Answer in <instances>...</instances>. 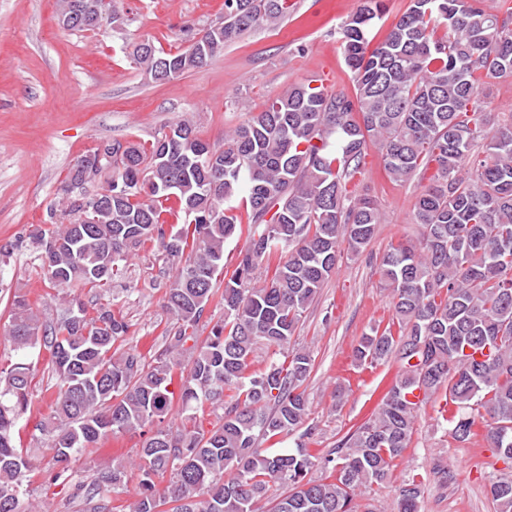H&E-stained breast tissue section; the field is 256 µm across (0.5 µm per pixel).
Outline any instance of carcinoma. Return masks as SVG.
Returning a JSON list of instances; mask_svg holds the SVG:
<instances>
[{"label": "carcinoma", "mask_w": 512, "mask_h": 512, "mask_svg": "<svg viewBox=\"0 0 512 512\" xmlns=\"http://www.w3.org/2000/svg\"><path fill=\"white\" fill-rule=\"evenodd\" d=\"M78 1L87 16L75 30L102 28L112 0H58V17ZM497 2L487 9L483 0H409L377 40L370 33L384 0H363L341 27L352 93L296 83L230 129L220 149L189 121L147 146L115 141L112 168L98 169L111 171L112 203L88 212L90 224L81 222L69 181L95 150L76 160L49 211L61 221L34 235L49 283L99 294L149 243L176 264L165 307L179 323L149 361L122 348L129 325L109 307L90 312L74 296L50 325L14 297L6 335L18 351L47 349L56 379L50 413L32 438H46L54 484L71 488L83 512H257L263 500L270 512H354L357 492L385 482L408 448L418 408L408 394L416 389L428 396L446 387L452 403L468 408L447 419L458 442L470 439L475 413L485 411L487 441L512 461V121L476 107L487 80L512 76V0ZM294 10L295 0H224V23L187 50L167 53L143 41L132 59L154 82L162 69L179 76ZM372 146L391 181L420 174L430 181L414 204L418 243L392 248L379 263L394 321L354 349L360 365L394 357L403 370L338 458H324L328 475L313 480L307 449L260 447L304 425L310 351L254 372L252 356L261 346L276 353L288 346L336 270L340 246L361 253L382 223L373 200L355 192ZM176 213L190 221L173 232L167 216ZM244 233L247 244L224 280V322L201 340L196 328L224 270V244ZM276 254L271 276L258 281ZM35 371L26 360L0 368V512H36L22 498L35 464L19 427ZM175 405L182 421L174 427L165 418ZM216 407L224 415L207 429ZM137 429L148 433L138 460L105 463L89 484L73 470L82 450ZM133 468L136 499L116 505L112 494L127 491ZM491 493L495 512H512V477ZM420 494L417 477L405 480L397 512H418Z\"/></svg>", "instance_id": "1"}]
</instances>
